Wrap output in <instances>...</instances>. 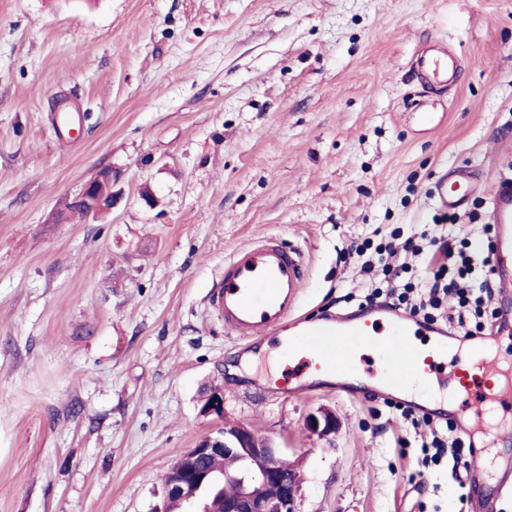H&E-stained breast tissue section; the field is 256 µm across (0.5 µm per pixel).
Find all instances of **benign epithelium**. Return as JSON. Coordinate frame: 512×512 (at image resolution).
<instances>
[{
	"instance_id": "benign-epithelium-1",
	"label": "benign epithelium",
	"mask_w": 512,
	"mask_h": 512,
	"mask_svg": "<svg viewBox=\"0 0 512 512\" xmlns=\"http://www.w3.org/2000/svg\"><path fill=\"white\" fill-rule=\"evenodd\" d=\"M116 179V171L103 168L84 184L77 202L86 215L112 209L115 201L112 185ZM307 428L326 436L335 432L336 419L329 413L314 415L309 418ZM218 454L248 465L245 474L234 471L224 475L225 480L239 487L237 495L224 501V512H297V478L293 472L284 471L280 449L239 422L224 424L178 457V466L164 485V498L184 497L191 492L195 512H211L208 503L198 500V493L210 481V472L202 467V462Z\"/></svg>"
}]
</instances>
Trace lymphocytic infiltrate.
<instances>
[{"instance_id": "1", "label": "lymphocytic infiltrate", "mask_w": 512, "mask_h": 512, "mask_svg": "<svg viewBox=\"0 0 512 512\" xmlns=\"http://www.w3.org/2000/svg\"><path fill=\"white\" fill-rule=\"evenodd\" d=\"M384 250L391 256L403 253V262L377 265L366 259V246L357 248L358 254L365 257L362 269L371 275L374 283L368 302L381 299L386 305L431 323L447 318L449 327L467 338L482 336L487 324L496 319L498 311L492 305L495 283L489 270L488 251L467 252L455 248L447 238L442 239L438 248L432 249L411 237L402 246L390 243ZM417 263L426 272V279L419 283L403 281V274ZM395 409L414 427L427 430L431 435L430 440L421 444L422 465L438 463L448 456L458 468L475 455L474 443L471 439L456 436L454 424L438 426L400 403Z\"/></svg>"}]
</instances>
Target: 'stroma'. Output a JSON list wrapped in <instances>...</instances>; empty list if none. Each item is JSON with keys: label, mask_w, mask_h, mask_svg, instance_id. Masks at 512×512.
<instances>
[{"label": "stroma", "mask_w": 512, "mask_h": 512, "mask_svg": "<svg viewBox=\"0 0 512 512\" xmlns=\"http://www.w3.org/2000/svg\"><path fill=\"white\" fill-rule=\"evenodd\" d=\"M430 40L455 87L416 75ZM428 98L448 116L422 133ZM64 109L78 135H57ZM104 167L115 207L52 223ZM453 167L478 191L450 234L473 242L512 179V0H0V512H151L228 420L298 463V512H457L461 477L422 467L385 400L305 372L280 395L275 337L246 345L208 302L270 238L307 259L300 315L356 309L347 245L435 224ZM215 387L220 418L201 412ZM321 413L334 433L307 429ZM483 471L512 512V445Z\"/></svg>", "instance_id": "35a3bbf8"}]
</instances>
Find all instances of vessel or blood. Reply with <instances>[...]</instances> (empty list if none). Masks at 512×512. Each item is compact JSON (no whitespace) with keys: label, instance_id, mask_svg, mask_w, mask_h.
<instances>
[{"label":"vessel or blood","instance_id":"vessel-or-blood-1","mask_svg":"<svg viewBox=\"0 0 512 512\" xmlns=\"http://www.w3.org/2000/svg\"><path fill=\"white\" fill-rule=\"evenodd\" d=\"M416 64L429 83L443 81L457 70L454 53L444 47L417 57ZM473 189L467 171L457 168L441 174L432 197L441 210L454 211L465 206ZM489 217L493 227L489 268L504 302L512 289V181H500L491 191ZM307 282L302 252L268 239L235 252L223 277L213 283L209 303L223 317L228 332L255 341L294 315ZM377 328L386 329V338H371V330ZM424 331L434 338L426 351L413 342ZM495 338L468 339L407 312L368 305L353 316L303 321L294 336L282 342L281 351L288 361L300 358L317 370L345 372L357 366L353 350L372 349L391 390L401 393L414 387L421 392V400L413 404L415 411L431 415L430 396L450 388L459 398L458 422L494 441L512 434L511 425L483 422L488 411L512 406V362L495 352ZM443 365L448 368L444 377L438 372Z\"/></svg>","mask_w":512,"mask_h":512}]
</instances>
